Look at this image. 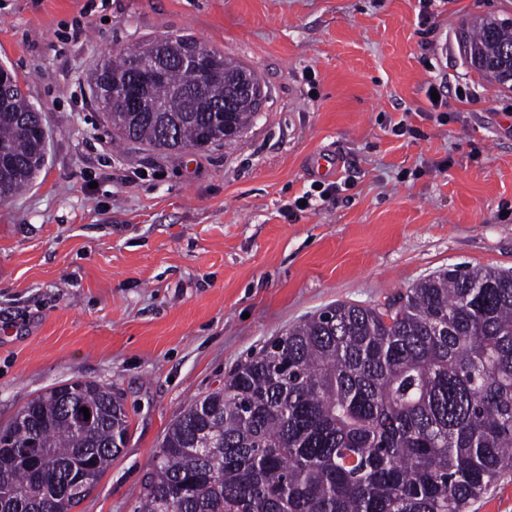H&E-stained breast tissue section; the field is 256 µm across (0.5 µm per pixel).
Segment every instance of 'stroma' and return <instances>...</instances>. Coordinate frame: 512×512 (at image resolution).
Masks as SVG:
<instances>
[{"instance_id": "35a3bbf8", "label": "stroma", "mask_w": 512, "mask_h": 512, "mask_svg": "<svg viewBox=\"0 0 512 512\" xmlns=\"http://www.w3.org/2000/svg\"><path fill=\"white\" fill-rule=\"evenodd\" d=\"M485 14L512 0H0V62L48 134L0 202V427L78 378L131 420L75 512H133L168 426L303 319L453 265L512 270V90L456 38ZM166 35L258 76L236 143L120 142L87 77ZM317 180L350 187L294 209Z\"/></svg>"}]
</instances>
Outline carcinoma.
I'll return each instance as SVG.
<instances>
[{
    "label": "carcinoma",
    "instance_id": "obj_1",
    "mask_svg": "<svg viewBox=\"0 0 512 512\" xmlns=\"http://www.w3.org/2000/svg\"><path fill=\"white\" fill-rule=\"evenodd\" d=\"M512 18L475 19L464 48L491 60ZM203 91L224 103L246 69ZM186 72L152 83L159 112H124L121 137L160 153L230 144L256 114L191 111ZM0 202L44 161L20 86L0 90ZM86 407L90 419L81 408ZM121 394L76 380L4 428L0 512H73L125 447ZM30 448L23 456L19 448ZM512 472V271L456 266L384 308L338 302L269 340L168 427L133 512H468Z\"/></svg>",
    "mask_w": 512,
    "mask_h": 512
}]
</instances>
